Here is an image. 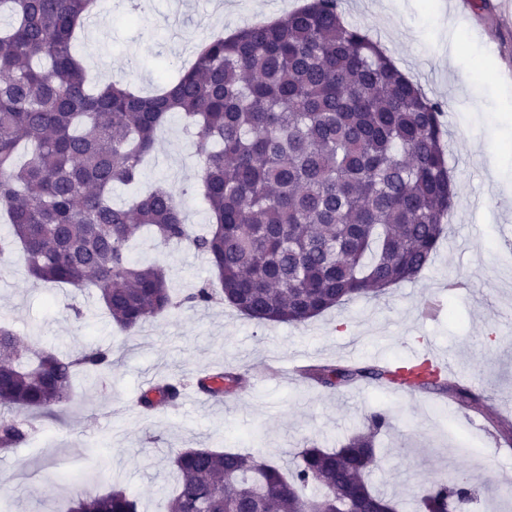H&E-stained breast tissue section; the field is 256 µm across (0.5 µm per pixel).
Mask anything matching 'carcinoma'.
Segmentation results:
<instances>
[{
  "mask_svg": "<svg viewBox=\"0 0 512 512\" xmlns=\"http://www.w3.org/2000/svg\"><path fill=\"white\" fill-rule=\"evenodd\" d=\"M94 0H0V209L33 278L94 287L111 320L134 331L174 305L167 271L135 263L147 229L204 255L218 283L186 301H220L258 323L301 325L358 298H378L426 270L454 211L443 105L347 24L338 0H308L287 16L209 36L193 63L153 95L109 83L87 89L74 54ZM199 146L209 223L186 224L182 191L158 184L123 205L112 187L139 180L168 115ZM28 158L20 162V146ZM111 351L64 358L0 327V449L29 436L28 416L71 400L75 367L100 370ZM308 377L330 390L358 381L444 394L512 443V425L461 380L425 362L325 364ZM188 383L158 388L175 403ZM334 450L313 443L293 468L249 454L186 448L166 512H400L370 479L386 416ZM463 479L426 486L417 512H453ZM70 512H139L121 488L85 495Z\"/></svg>",
  "mask_w": 512,
  "mask_h": 512,
  "instance_id": "obj_1",
  "label": "carcinoma"
}]
</instances>
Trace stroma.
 I'll list each match as a JSON object with an SVG mask.
<instances>
[{"label": "stroma", "instance_id": "35a3bbf8", "mask_svg": "<svg viewBox=\"0 0 512 512\" xmlns=\"http://www.w3.org/2000/svg\"><path fill=\"white\" fill-rule=\"evenodd\" d=\"M304 0H126L99 5L100 38L82 30L89 87L123 82L154 92L188 64L185 47L295 10ZM454 0H340L343 18L382 45L398 68L444 106L455 213L432 264L378 299H359L294 326L259 325L231 308L182 305L134 333L122 332L92 288L34 281L20 250L0 258V325L23 341L62 355L88 347L112 352L103 372L76 370L72 399L53 418H33L26 443L0 451V499L10 512H65L80 494L125 488L140 512H161V490L175 486L174 454L184 448L249 453L292 461L305 441L328 446L376 411L391 427L381 436L373 477L404 501L430 482L461 475L475 497L463 512H512L498 492L512 456L483 418L441 394H402L375 382L328 390L280 368L389 360H450L449 377L512 402V26L499 12L455 10ZM457 20L459 56L448 60V20ZM108 65L102 76L100 65ZM170 114L142 185L196 183L198 156ZM134 261L162 265L181 296L214 271L201 254L156 246L150 234L132 241ZM245 373V388L220 402L160 404L143 415L133 400L152 380L194 381L208 370Z\"/></svg>", "mask_w": 512, "mask_h": 512}]
</instances>
